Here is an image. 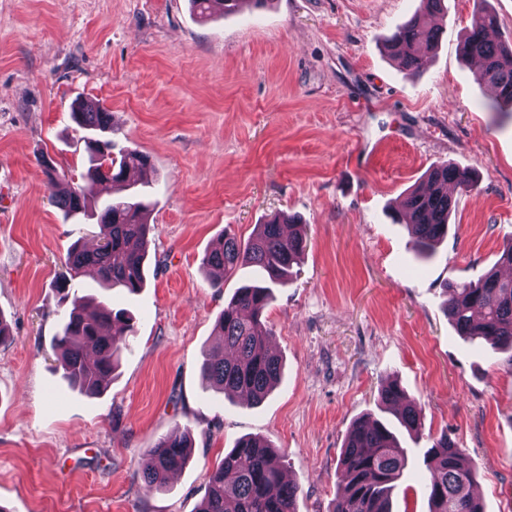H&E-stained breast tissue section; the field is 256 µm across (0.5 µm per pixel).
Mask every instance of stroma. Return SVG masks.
<instances>
[{"mask_svg": "<svg viewBox=\"0 0 512 512\" xmlns=\"http://www.w3.org/2000/svg\"><path fill=\"white\" fill-rule=\"evenodd\" d=\"M419 0H270L199 20L190 0H0V506L8 512H195L207 476L237 439L286 453L297 512H331L338 461L358 417L382 410L397 380L478 466L485 512H512V359L457 336L449 281L497 268L512 237V112L472 77L461 47L474 0H446L420 73L386 39ZM112 116L116 148L150 159L146 281L106 293L90 271L71 290L136 318L118 375L97 398L71 389L51 340L73 243L94 218H64L42 157L79 178L77 99ZM472 171L455 191L448 236L429 258L392 221L435 165ZM297 214L307 247L273 290L266 320L283 376L258 406L209 389L200 371L240 269L221 287L202 258L223 233L248 238L278 211ZM189 428L193 459L165 489L137 475L145 451ZM398 437L409 465L393 512H428L427 439Z\"/></svg>", "mask_w": 512, "mask_h": 512, "instance_id": "1", "label": "stroma"}]
</instances>
